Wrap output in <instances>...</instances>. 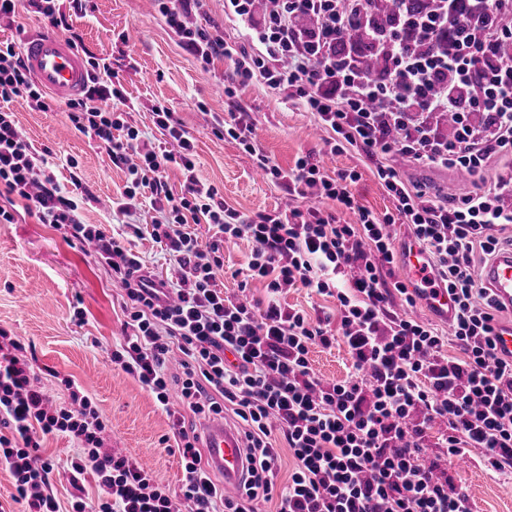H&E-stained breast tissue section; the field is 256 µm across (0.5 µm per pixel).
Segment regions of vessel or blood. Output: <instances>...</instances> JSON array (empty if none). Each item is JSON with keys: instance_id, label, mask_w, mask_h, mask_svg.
Instances as JSON below:
<instances>
[{"instance_id": "1", "label": "vessel or blood", "mask_w": 512, "mask_h": 512, "mask_svg": "<svg viewBox=\"0 0 512 512\" xmlns=\"http://www.w3.org/2000/svg\"><path fill=\"white\" fill-rule=\"evenodd\" d=\"M22 51L29 72L58 100L73 99L83 91L89 69L83 56L63 36L43 33L27 40ZM404 262L411 290L421 297L434 317L454 326L458 306L446 289L433 287V274L425 254L417 245H409ZM476 276L502 306L512 309V245L498 250L477 269ZM204 446L206 462L223 472L225 486L239 488L246 465L239 433L223 419H211L205 426Z\"/></svg>"}]
</instances>
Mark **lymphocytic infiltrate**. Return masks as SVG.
Returning a JSON list of instances; mask_svg holds the SVG:
<instances>
[{"label":"lymphocytic infiltrate","instance_id":"lymphocytic-infiltrate-1","mask_svg":"<svg viewBox=\"0 0 512 512\" xmlns=\"http://www.w3.org/2000/svg\"><path fill=\"white\" fill-rule=\"evenodd\" d=\"M166 26L200 61L228 60L233 87L261 81L275 95L303 106L327 133L330 152L353 149L375 162L376 177L394 209L378 214L350 191L357 173L329 175L311 157L283 169L258 145L248 112L234 104L228 117L213 115L217 138H230L254 166L303 207L274 209L250 218L224 206L195 173L194 145L168 107L151 108L154 126L171 146L148 145L127 120V94L109 66L90 58L91 80L69 104V118L102 143L113 164L125 167L127 184L113 204L121 231L86 223L84 196L64 190L47 174L45 152L19 131L10 108L21 101L48 111L51 97L30 76L20 46L0 40V189L20 200L42 224L61 230L74 245L93 246V258L122 287L123 336L112 364L154 393L171 423L173 449L182 462L180 497H173L136 459L108 448L107 424L81 385L66 381L69 402L50 404L30 369L22 345L0 331V468L8 471L20 512H60L47 494L54 466L40 453L50 436L64 433L79 448L68 474L79 484L85 469L97 477L98 501H77L72 512H258L277 500L276 512H471L469 496L448 480L456 457L475 458L493 472L512 470V360L497 355L499 305L480 286L475 257L493 255L512 235V61H492L493 48L512 41V0H468L486 22L454 28L456 0L438 11L409 16L407 0H391L396 24L377 34L375 49L388 74L374 80L354 66L352 53L337 54L353 13L364 0H224V14L242 27L247 44L224 39L186 17L207 0H155ZM318 25L303 32L301 14ZM456 84L480 78V94L459 102L441 76ZM391 100L393 111L381 109ZM487 116L478 128L472 113ZM452 114L454 137L439 139L428 117ZM399 154L432 167L464 169L483 179L476 191L452 201L408 184L386 163ZM184 178L182 193L167 184L170 169ZM352 213L340 224L336 211ZM151 208L154 237L164 242L181 270L174 281L154 280L129 239L135 217ZM407 224L459 306L450 335L391 312V291L416 299L402 283L385 288L378 264L393 265L390 232ZM214 239L202 244L198 225ZM246 239L253 250L239 292L224 293V245ZM266 283L267 302L249 299V281ZM302 285L335 298L339 321L330 330L304 312L282 308L278 295ZM343 343L352 372L326 383L313 372V347ZM456 343L461 357L447 354ZM180 352L181 409L170 407L171 352ZM232 410L243 427L247 467L237 496L229 497L203 464L197 419ZM194 422H187L186 413ZM446 420L443 450L426 460V431ZM285 440L293 468L278 485V440Z\"/></svg>","mask_w":512,"mask_h":512}]
</instances>
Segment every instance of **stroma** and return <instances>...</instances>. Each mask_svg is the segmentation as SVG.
Instances as JSON below:
<instances>
[{
	"mask_svg": "<svg viewBox=\"0 0 512 512\" xmlns=\"http://www.w3.org/2000/svg\"><path fill=\"white\" fill-rule=\"evenodd\" d=\"M58 5L81 37L83 56L110 65L127 92L129 122L144 131L153 146L166 144L152 123L150 108L159 103L182 121L195 145L199 179L215 187L226 206L254 216L297 205V198L271 181L254 180L252 160L236 141H220L214 135L211 113H227L231 105L224 88L229 62L203 71L151 0H85L79 10L73 0H58ZM49 27L28 0H19L15 15L0 19V40L21 41ZM240 100L259 146L280 167L292 168L299 157L309 155L329 173L357 172L352 191L360 204L379 214L391 210L373 162L352 149L327 154L326 134L311 113L288 107L257 82ZM11 109L25 138L36 149L49 150L47 167L57 182L67 188L77 182L90 192L85 221L112 224V203L126 185L125 170L113 165L103 146L72 126L65 103H56L47 112L18 103ZM395 164L411 183L434 196L460 197L474 188L473 180H458L453 169L423 166L402 156ZM153 216V211H142L133 243L158 276L176 279L177 267L170 263L164 244L152 236ZM120 302L121 292L113 286L110 272L68 245L52 225L39 223L23 209L14 223H0V328L31 352L32 369L51 400H67L65 379L81 385L108 422V444L141 461L157 482L176 494L181 488L180 460L163 444L171 433L170 422L154 395L110 361L123 335ZM310 357L313 371L323 380L347 379L351 359L344 345L314 348ZM44 454L57 470L49 491L61 508H68L79 491L95 493L93 472L85 473L79 490L66 479L78 454L69 437H49ZM448 478L468 493L472 512H512V473L455 461L448 466Z\"/></svg>",
	"mask_w": 512,
	"mask_h": 512,
	"instance_id": "stroma-1",
	"label": "stroma"
}]
</instances>
